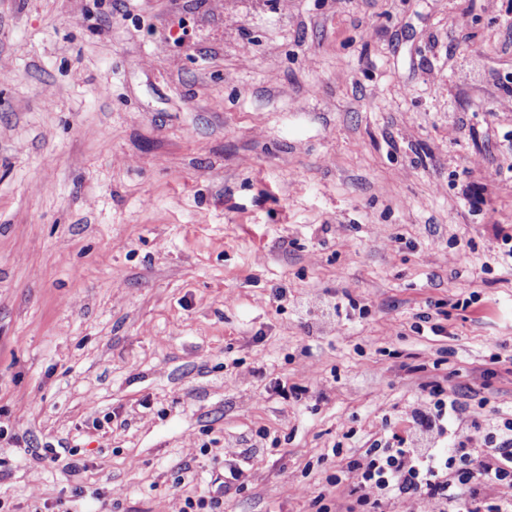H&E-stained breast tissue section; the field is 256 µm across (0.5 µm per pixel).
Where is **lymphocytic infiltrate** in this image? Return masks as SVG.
<instances>
[{"mask_svg":"<svg viewBox=\"0 0 512 512\" xmlns=\"http://www.w3.org/2000/svg\"><path fill=\"white\" fill-rule=\"evenodd\" d=\"M463 412L455 397L431 385L425 400L409 406L414 438L375 440L345 464L348 496L380 512L386 500L420 499L427 512H454L461 496L481 501L487 485L512 483V419L483 435L449 439L451 423Z\"/></svg>","mask_w":512,"mask_h":512,"instance_id":"obj_1","label":"lymphocytic infiltrate"}]
</instances>
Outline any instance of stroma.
Wrapping results in <instances>:
<instances>
[{"label":"stroma","instance_id":"obj_1","mask_svg":"<svg viewBox=\"0 0 512 512\" xmlns=\"http://www.w3.org/2000/svg\"><path fill=\"white\" fill-rule=\"evenodd\" d=\"M0 68V512H345L424 376L512 415V0H0Z\"/></svg>","mask_w":512,"mask_h":512}]
</instances>
